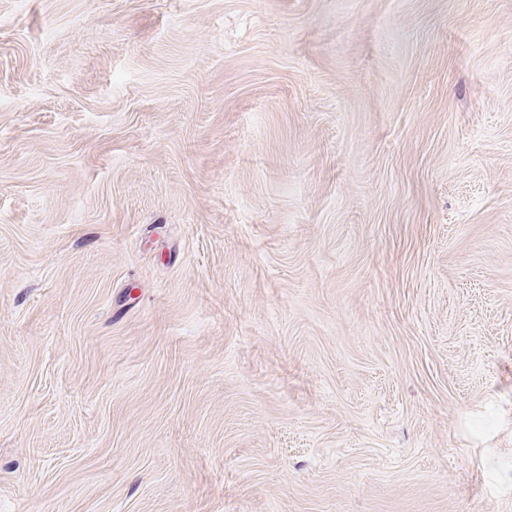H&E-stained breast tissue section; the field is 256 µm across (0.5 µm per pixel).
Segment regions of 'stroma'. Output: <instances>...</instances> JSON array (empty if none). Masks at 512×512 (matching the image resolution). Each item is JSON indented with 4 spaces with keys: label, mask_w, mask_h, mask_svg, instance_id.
I'll use <instances>...</instances> for the list:
<instances>
[{
    "label": "stroma",
    "mask_w": 512,
    "mask_h": 512,
    "mask_svg": "<svg viewBox=\"0 0 512 512\" xmlns=\"http://www.w3.org/2000/svg\"><path fill=\"white\" fill-rule=\"evenodd\" d=\"M0 512H512V0H0Z\"/></svg>",
    "instance_id": "35a3bbf8"
}]
</instances>
